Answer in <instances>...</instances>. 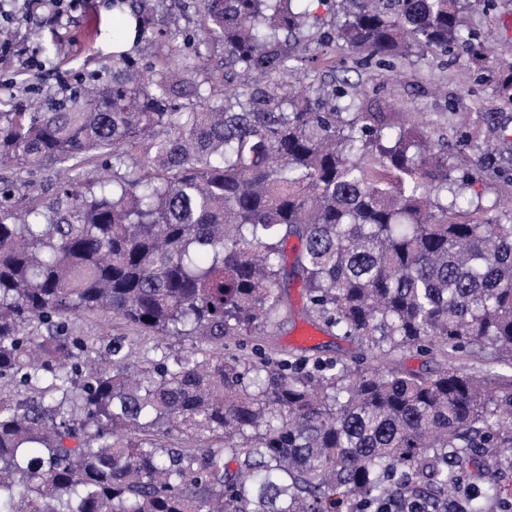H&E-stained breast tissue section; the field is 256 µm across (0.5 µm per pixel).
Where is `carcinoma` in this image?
Masks as SVG:
<instances>
[{
	"label": "carcinoma",
	"instance_id": "1",
	"mask_svg": "<svg viewBox=\"0 0 512 512\" xmlns=\"http://www.w3.org/2000/svg\"><path fill=\"white\" fill-rule=\"evenodd\" d=\"M293 2L192 0L224 48L204 89L188 35L157 63L119 55L110 81L0 112V166L80 172L112 157V180L82 192L69 179L55 207L17 209L0 185V379L14 386L0 393V512H405L411 499L442 512L476 457L512 471V376L497 370L512 364V210L450 220L469 183L444 139L346 78L327 87L322 56L307 71L300 46L319 16ZM351 2L336 39L362 66L394 68L414 45L487 58L461 0ZM136 18L140 39L178 31L174 13ZM255 73L276 92L253 88ZM188 85L201 104L183 110ZM498 97L512 106V65ZM291 237L309 314L381 365L224 356V338L280 312ZM84 311L193 348L133 376L132 352L113 346L103 369L69 330ZM426 343L446 359L474 344L494 363L392 364ZM498 492L465 494L466 512Z\"/></svg>",
	"mask_w": 512,
	"mask_h": 512
}]
</instances>
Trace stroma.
<instances>
[{
	"label": "stroma",
	"mask_w": 512,
	"mask_h": 512,
	"mask_svg": "<svg viewBox=\"0 0 512 512\" xmlns=\"http://www.w3.org/2000/svg\"><path fill=\"white\" fill-rule=\"evenodd\" d=\"M463 25L480 35L495 33L484 66H475L462 51L442 57L421 49L414 63L394 69L351 70L349 77L377 103L419 115L425 129L447 140L458 174L469 175L471 181L465 200L455 210L456 221L467 223L477 218V206L512 197V110L502 108L496 94L500 64L512 63V0H493L489 9L465 12ZM134 35L133 17L113 9L112 0H86L81 11L57 26L31 18L17 30V41L54 59L56 66L42 74H21L13 86L0 85V108L57 97L63 85L81 77L109 78L116 51H133L143 62L167 54L168 41L138 42ZM66 175L65 165L49 162L21 169L0 167V180L11 184L16 198L34 199L45 206L54 202ZM284 298L285 307L272 327L253 336L225 340V354L259 362L286 350L291 361L302 364L340 359L356 368L370 366L369 355L357 343L313 329L299 279L288 278ZM69 327L102 352L112 345L134 346L135 359L143 365L158 359L161 351L180 354L192 347L183 337L157 343L154 336H140L103 312L80 313L71 318Z\"/></svg>",
	"instance_id": "35a3bbf8"
}]
</instances>
